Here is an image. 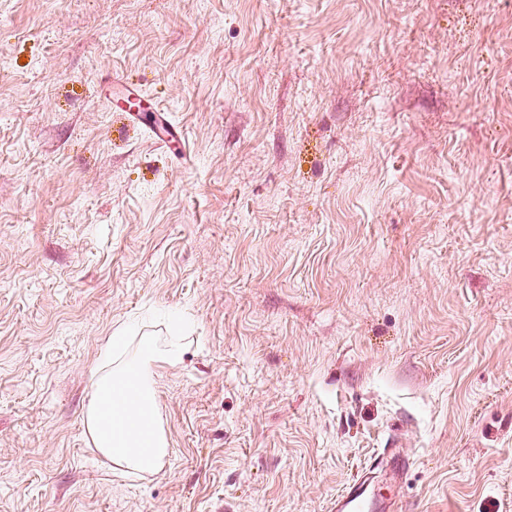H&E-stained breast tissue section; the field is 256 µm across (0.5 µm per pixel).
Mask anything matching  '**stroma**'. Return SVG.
<instances>
[{
  "label": "stroma",
  "mask_w": 512,
  "mask_h": 512,
  "mask_svg": "<svg viewBox=\"0 0 512 512\" xmlns=\"http://www.w3.org/2000/svg\"><path fill=\"white\" fill-rule=\"evenodd\" d=\"M123 324L153 474L85 431ZM392 440L512 512V0H0V512H329Z\"/></svg>",
  "instance_id": "obj_1"
}]
</instances>
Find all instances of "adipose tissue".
I'll use <instances>...</instances> for the list:
<instances>
[{"mask_svg": "<svg viewBox=\"0 0 512 512\" xmlns=\"http://www.w3.org/2000/svg\"><path fill=\"white\" fill-rule=\"evenodd\" d=\"M184 344L156 347L143 340L132 364L108 367L92 390L87 427L97 450L130 471L161 469L168 442L156 418L151 369L154 364L182 362Z\"/></svg>", "mask_w": 512, "mask_h": 512, "instance_id": "ef3b65f1", "label": "adipose tissue"}]
</instances>
